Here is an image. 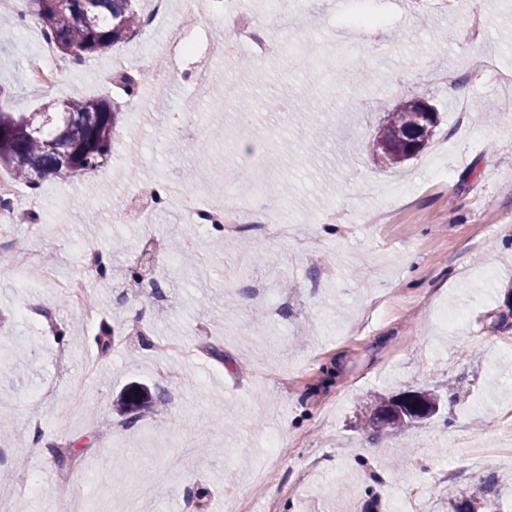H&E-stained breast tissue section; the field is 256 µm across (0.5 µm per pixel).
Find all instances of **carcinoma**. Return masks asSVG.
I'll return each instance as SVG.
<instances>
[{
  "label": "carcinoma",
  "instance_id": "carcinoma-1",
  "mask_svg": "<svg viewBox=\"0 0 512 512\" xmlns=\"http://www.w3.org/2000/svg\"><path fill=\"white\" fill-rule=\"evenodd\" d=\"M142 0H28L29 15L63 58L82 62L133 37L141 26ZM123 101L113 96L72 98L51 118L50 130L33 112L0 107V169L35 186L52 174L62 181L95 170L111 157ZM437 123L418 111L416 99L404 98L369 136L374 159L398 166L421 153ZM115 330L103 323L94 337L98 353L112 352ZM155 400L150 389L133 385L122 398L129 411L144 410ZM368 427L375 434H402L436 415L439 397L430 390L377 396L370 404ZM497 492L480 483L466 496L448 497V512H496Z\"/></svg>",
  "mask_w": 512,
  "mask_h": 512
}]
</instances>
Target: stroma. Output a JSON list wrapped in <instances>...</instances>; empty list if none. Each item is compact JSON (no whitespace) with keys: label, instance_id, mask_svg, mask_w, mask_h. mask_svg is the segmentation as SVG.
<instances>
[{"label":"stroma","instance_id":"stroma-1","mask_svg":"<svg viewBox=\"0 0 512 512\" xmlns=\"http://www.w3.org/2000/svg\"><path fill=\"white\" fill-rule=\"evenodd\" d=\"M351 2L305 0L273 17L306 54L265 60L226 45L218 8L176 7L153 33L62 62L59 84L32 92L25 71L44 35L18 22V0H0L15 41L0 44L7 111L105 96L117 56L156 78L125 102L107 166L22 186L16 207L43 222H0V483H37L15 512H58L75 497L89 512H393L409 493L418 512H448L449 493L481 479L512 512L497 446L512 427L501 416L512 406V85L498 77L512 72V0H375L385 24L370 33L342 25ZM187 23L206 46L191 60L172 47ZM451 67L450 89L440 77ZM405 96L429 100L440 123L418 156L385 170L368 135ZM459 99L471 104L463 118ZM183 181L266 203L242 233L162 203L142 222L143 190ZM378 210L383 221L366 223ZM272 211L290 237L261 225ZM84 244L106 272L86 265ZM29 251L92 292L116 331L108 357L97 323L61 290L19 286L11 257ZM186 253L207 254L211 276L181 265ZM139 264L164 300L132 278ZM259 284L295 290L279 321L253 296ZM18 347L26 358L11 359ZM452 378L457 403L405 437L368 440L372 395L442 392ZM133 383L165 403L121 412Z\"/></svg>","mask_w":512,"mask_h":512}]
</instances>
